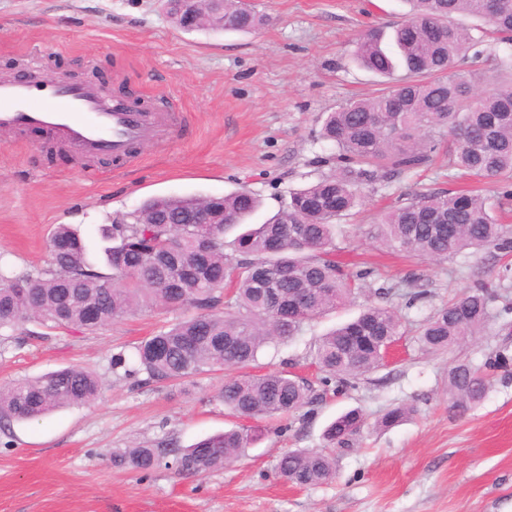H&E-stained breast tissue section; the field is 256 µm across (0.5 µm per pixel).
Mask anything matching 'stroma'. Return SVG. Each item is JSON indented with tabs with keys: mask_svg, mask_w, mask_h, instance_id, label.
Returning a JSON list of instances; mask_svg holds the SVG:
<instances>
[{
	"mask_svg": "<svg viewBox=\"0 0 512 512\" xmlns=\"http://www.w3.org/2000/svg\"><path fill=\"white\" fill-rule=\"evenodd\" d=\"M267 25L251 33L179 29L161 0H0V71L36 67L78 71L111 92L179 101L183 132L140 148L138 161L87 167L48 150L45 134H0V271L41 269L59 225L77 230L88 257L103 265L98 227L154 196L219 195L244 187L261 201L264 223L293 190L324 172L332 151L322 139L327 113L383 87L354 60L368 26L401 22L406 0H255ZM479 186L497 198L500 180L461 175L440 148L428 168L366 191L336 230V258L365 286L336 312L306 324L288 344L261 352L254 371H290L314 389L293 416L261 422L262 436L224 470L183 477L173 467L149 473L118 468L113 452L143 446L185 448L246 422L225 408L223 371L185 383L140 370L136 347L181 317L148 308L94 332L54 330L30 321L0 330V386L65 367L100 382L96 401L33 421L0 420V512H512V363L496 370L484 399L466 413L451 407L448 372L460 362L512 360V249L464 251L434 261L391 252L369 231L382 208L414 192ZM494 289L489 319L447 351H426L419 325L452 298L479 285ZM393 289L401 315L397 350L341 392L320 382L312 363L319 338L380 303ZM411 405L409 419L378 427L379 417ZM359 409L366 426L336 448L334 479L298 488L280 480V457L320 450L326 427Z\"/></svg>",
	"mask_w": 512,
	"mask_h": 512,
	"instance_id": "obj_1",
	"label": "stroma"
}]
</instances>
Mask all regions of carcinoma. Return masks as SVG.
<instances>
[{
	"mask_svg": "<svg viewBox=\"0 0 512 512\" xmlns=\"http://www.w3.org/2000/svg\"><path fill=\"white\" fill-rule=\"evenodd\" d=\"M413 13L393 27L396 52L374 27L356 41L354 57L391 80L380 94L349 100L328 113L322 136L336 153L334 170L289 193L288 204L263 224L231 241L224 235L246 223L259 200L245 188L224 195L154 197L100 228L106 270L88 259L81 237L58 226L49 241L48 267L0 272V329L37 320L51 328L94 331L138 309L187 307L192 313L147 337L136 348L141 370L157 381H187L214 367L238 369L219 397L237 416L279 418L311 402V384L276 371L250 374L261 350L284 344L309 322L345 304L354 280L335 259L336 225L362 202V192L412 174L433 161L443 136L455 139L452 167L496 179L512 172V55L486 68L462 70L459 61L488 36L512 44V0L489 14L486 0H411ZM485 19L491 29L474 36L455 16ZM268 18L241 0H224V32L251 31ZM160 223L155 224L153 220ZM374 237L409 255L447 259L465 248H509L512 231L498 223L489 198L477 191L416 193L381 214ZM234 310L224 311V287ZM491 293L476 288L426 319L420 340L432 351L458 343L488 316ZM398 312L371 305L354 320L321 336L313 359L321 381L344 384L382 364L376 336L400 335ZM456 365L448 375L452 408L466 411L489 384L486 369ZM97 378L69 367L0 387V419L35 420L57 408L92 403ZM415 413L389 410L390 427ZM361 414L349 410L326 429L342 445L359 433ZM248 432L231 429L181 448H130L112 456L121 468L149 471L167 455L186 477L222 470L243 455ZM287 481L312 486L336 474L335 456L323 451L284 453L277 465Z\"/></svg>",
	"mask_w": 512,
	"mask_h": 512,
	"instance_id": "carcinoma-1",
	"label": "carcinoma"
}]
</instances>
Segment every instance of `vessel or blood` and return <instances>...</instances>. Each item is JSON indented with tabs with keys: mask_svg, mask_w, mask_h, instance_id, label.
<instances>
[{
	"mask_svg": "<svg viewBox=\"0 0 512 512\" xmlns=\"http://www.w3.org/2000/svg\"><path fill=\"white\" fill-rule=\"evenodd\" d=\"M174 110L169 99L138 106L118 96L109 100L93 83L0 77V131L41 129L51 145L90 163L103 157L131 163L135 145L177 137Z\"/></svg>",
	"mask_w": 512,
	"mask_h": 512,
	"instance_id": "vessel-or-blood-1",
	"label": "vessel or blood"
}]
</instances>
